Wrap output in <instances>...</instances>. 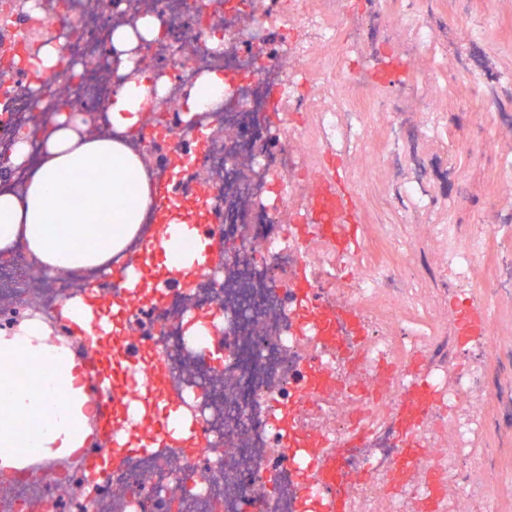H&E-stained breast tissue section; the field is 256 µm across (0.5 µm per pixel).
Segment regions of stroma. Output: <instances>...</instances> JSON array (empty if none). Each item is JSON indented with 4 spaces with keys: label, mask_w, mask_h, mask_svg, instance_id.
<instances>
[{
    "label": "stroma",
    "mask_w": 512,
    "mask_h": 512,
    "mask_svg": "<svg viewBox=\"0 0 512 512\" xmlns=\"http://www.w3.org/2000/svg\"><path fill=\"white\" fill-rule=\"evenodd\" d=\"M382 18L363 12L359 0H343L347 32L355 36L373 29L360 42L362 55L372 57L385 46L403 60L400 81L368 99L364 118L368 145L345 158L354 188V202L366 226V247L390 256L391 236L407 239L400 258L406 287L416 294V306L406 315L413 323L432 316L455 327L462 297L452 286L441 244L431 225H455L467 237L501 220L502 156L512 153V85L492 83V104L472 98L461 80V51H468L490 73L512 71V0H380ZM424 14L432 24L436 44L417 48L408 28L387 23L388 15L406 10ZM437 75L449 93L433 98L427 85ZM447 114L451 136L430 140L424 135L429 104ZM407 180L419 181L431 199L420 208L399 198ZM471 299L491 322L499 356L483 357V338L459 345L457 362L478 364L488 371L478 391L488 420L484 460L491 493L481 512H512V232L496 233L490 252L476 266Z\"/></svg>",
    "instance_id": "obj_1"
}]
</instances>
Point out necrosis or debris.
Segmentation results:
<instances>
[{"instance_id": "1", "label": "necrosis or debris", "mask_w": 512, "mask_h": 512, "mask_svg": "<svg viewBox=\"0 0 512 512\" xmlns=\"http://www.w3.org/2000/svg\"><path fill=\"white\" fill-rule=\"evenodd\" d=\"M159 24L141 76L163 84V105L143 119L141 148L166 141L162 175L182 186L199 174L211 191L200 203L184 190L190 210L223 235L233 255L250 265L234 281L223 264L201 273L192 287L172 289L158 308L142 304L126 315L130 342L146 341L167 369L166 392L192 415L208 436L194 456L179 452L130 453L105 476L82 465L96 442L81 452L29 463L0 497V512H152L157 492L189 488L183 512H298L302 491L323 495L314 465L283 457L275 422L277 407L295 404L302 429L328 441L342 439L350 425L359 437L347 460L356 479L347 512H458V497L485 498L480 445L486 428L476 390L482 374L459 367L448 352V327L431 321L425 330L405 322L411 300L390 261L367 264L336 252L333 240L310 228L308 197L321 169L308 148L316 128L321 151L342 155L365 145L362 120L365 78L376 63L357 57L353 39L342 45V63L327 82L343 81L347 106L322 98L321 84L304 66L316 46L335 42L337 30L325 21L318 0H0V120L13 143L31 132L38 114L48 112L56 84L22 67L45 39L61 34L62 50L79 71L64 85L74 112L102 113L115 91L108 80L114 27L134 19L138 2ZM224 75V95L206 111L222 124L189 128L166 103H182L208 72ZM457 285L472 283L478 261L490 248L491 232L460 239L454 225L435 224ZM306 267L314 288L358 308L365 321L359 337H343L341 351L323 347L315 326L287 293L282 272ZM0 327L13 321L45 325L54 341L82 356L65 326L61 309L80 296L70 276L40 270L25 258L0 267ZM209 315L224 340L220 360L230 383L213 381L201 357L207 339L187 335V318ZM322 367L335 388L300 399L299 373ZM424 373L436 406L421 423L416 444L424 454L413 474L389 483L398 440L392 417L417 373Z\"/></svg>"}]
</instances>
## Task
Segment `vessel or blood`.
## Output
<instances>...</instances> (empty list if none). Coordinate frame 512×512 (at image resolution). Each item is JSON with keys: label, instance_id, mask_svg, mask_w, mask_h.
<instances>
[{"label": "vessel or blood", "instance_id": "obj_1", "mask_svg": "<svg viewBox=\"0 0 512 512\" xmlns=\"http://www.w3.org/2000/svg\"><path fill=\"white\" fill-rule=\"evenodd\" d=\"M318 227L330 236L337 248L347 254L358 253L364 244V220L354 204L344 165L319 176L309 196ZM155 213L159 219L157 240L168 235L174 216L185 215L183 204L173 194L168 181H159L154 199ZM205 249L201 260L193 261L171 275L168 269H157L149 253H141L129 260L126 267L113 271L107 279L114 288L111 312H103L95 293H87L72 303L66 326L75 338L94 333L101 341L98 357L85 370L86 386L98 405V450L92 460L95 475H105L121 461L132 446L150 451L156 448H179L186 454H196L204 447L206 436L200 426L187 419L175 401L165 395V374L157 362H142L136 348L124 344L126 371L123 378L112 375V340L109 327L119 319L127 304L140 301H162L166 298L169 283L178 287L188 285L191 276L202 270L206 261L212 260L224 240L217 234H205ZM308 273L298 270L291 278V292L302 303L304 310L315 324L322 343L335 347L334 326L344 323L353 331H360L363 319L358 310L328 301L318 291L308 288ZM490 330L487 316L478 308H470L462 316L461 331L464 335H485ZM333 377L322 368L304 372L299 380L301 394L321 391L333 385ZM434 394L424 380H416L409 399L399 407L395 418L402 436L401 451L391 467L392 476L398 477L414 470L421 455L415 446V434L423 419L433 407ZM345 441L328 447L315 432L286 436L283 452L311 458L317 467L326 497L309 496L300 500L301 512H346L344 486L348 480L344 468Z\"/></svg>", "mask_w": 512, "mask_h": 512}]
</instances>
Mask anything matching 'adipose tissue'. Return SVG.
Wrapping results in <instances>:
<instances>
[{
  "mask_svg": "<svg viewBox=\"0 0 512 512\" xmlns=\"http://www.w3.org/2000/svg\"><path fill=\"white\" fill-rule=\"evenodd\" d=\"M160 32L150 17L117 29L112 46L121 72L133 67L140 39ZM151 101L150 86L135 78L113 94L107 133L88 135L79 116L59 113L42 135L37 161L28 159L25 135H18L13 160L25 172L21 189L0 184V258L24 249L51 272L88 270L110 274L132 246L143 241L156 178L131 146ZM82 182L75 222L60 227L64 185ZM82 371L67 354L44 339L37 323L0 336V461L11 464L28 453L71 451L82 447L93 404L82 385Z\"/></svg>",
  "mask_w": 512,
  "mask_h": 512,
  "instance_id": "1",
  "label": "adipose tissue"
}]
</instances>
